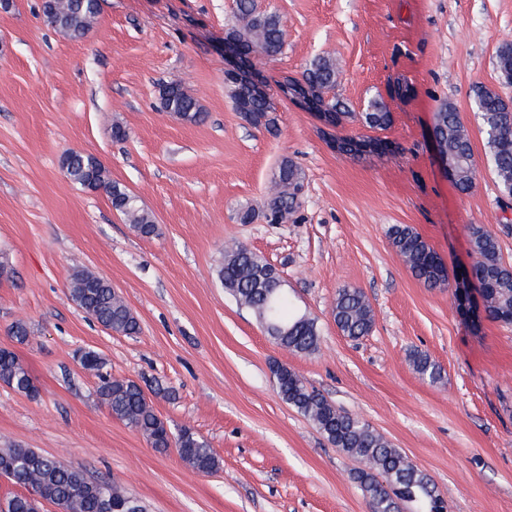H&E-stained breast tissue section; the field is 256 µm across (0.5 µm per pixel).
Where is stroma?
<instances>
[{
    "label": "stroma",
    "instance_id": "35a3bbf8",
    "mask_svg": "<svg viewBox=\"0 0 512 512\" xmlns=\"http://www.w3.org/2000/svg\"><path fill=\"white\" fill-rule=\"evenodd\" d=\"M86 38L48 26L39 0L0 13V348L36 379L37 397L0 383V448H35L137 499L147 512H369L340 453L280 398L270 366L288 365L337 407L371 424L437 485L449 512H512V327L472 322L452 289L413 278L387 231L415 230L449 271L472 262L467 227L483 224L512 265V200L486 159L472 89L501 84L499 47L512 42V0H258L285 31L282 52L255 60L270 87L301 77L314 56L339 69L336 92L359 112L381 97L392 114L378 138L392 154L354 159L334 135L346 122L276 100L279 132L249 125L224 84V30L235 0H100ZM412 99L388 96L395 78ZM180 83L206 111L200 124L163 112V85ZM468 131L478 173L460 193L429 138L441 103ZM127 136L118 140L114 126ZM98 158L141 200L157 236H137L105 193L72 183L60 159ZM305 172L299 212L282 224H242L260 206L282 158ZM242 243L275 265L294 305L317 318V350L278 347L225 293L217 267ZM111 281L137 316L135 336L108 332L70 298L74 269ZM361 289L370 335L337 329L339 288ZM31 336L16 342L10 327ZM94 350L115 377L139 382L171 427L209 442L218 469L198 473L176 449L160 453L99 401L80 355ZM443 378L429 383L411 351ZM172 388L175 399L157 396ZM410 361L415 370L429 382L434 383L441 379V367L427 354L414 351L410 355Z\"/></svg>",
    "mask_w": 512,
    "mask_h": 512
}]
</instances>
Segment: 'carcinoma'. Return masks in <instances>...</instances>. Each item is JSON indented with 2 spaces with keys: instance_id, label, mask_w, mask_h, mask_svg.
<instances>
[{
  "instance_id": "obj_1",
  "label": "carcinoma",
  "mask_w": 512,
  "mask_h": 512,
  "mask_svg": "<svg viewBox=\"0 0 512 512\" xmlns=\"http://www.w3.org/2000/svg\"><path fill=\"white\" fill-rule=\"evenodd\" d=\"M100 14L99 0H55V9L43 13L47 25L63 36L80 41L92 30ZM248 52L259 57L278 54L285 32L279 16L259 12L254 0H237L235 21L224 31ZM496 69L500 78L512 81V43H504L497 52ZM339 72L329 57L317 56L302 73L317 103L336 111L338 120L358 119L369 129H385L392 123L391 112L380 98L371 99L365 111L349 110L345 101L336 97L334 89ZM236 110L250 125L270 133L277 130L278 118L273 102L254 99L233 82L226 83ZM474 108L481 119L487 147V158L504 197L512 199V102L494 89L478 86L473 90ZM160 109L176 118L200 124L205 110L199 101L180 84L160 96ZM437 138L456 162L452 181L458 191L468 193L476 184L477 163L467 130L456 108L445 102L433 113ZM67 178L86 190L97 188L108 197L112 208L123 216L143 238L158 233L153 215L138 197L112 181L109 170L94 156L67 152L61 159ZM280 189L269 196L258 209L247 207L238 212L242 224L262 219L279 224L295 215L301 206L305 173L293 160L283 158L274 171ZM473 262L471 278L485 288L482 313L490 320L512 325V266L500 257L496 237L482 224L468 227ZM391 246L402 258L412 276L428 288L448 287L450 276L443 259L411 226L395 224L388 230ZM217 275L239 304L252 311L256 320L274 343L296 353L310 354L318 349L320 330L316 319L295 312L281 275L269 262L245 246L224 249ZM72 301L106 329L134 336L139 333L138 318L112 288L111 282L99 275L78 270L70 276ZM332 315L342 335L358 340L369 335L374 326L371 306L358 288H340ZM415 370L434 383L441 379V367L422 352L410 355ZM80 364L100 378L97 396L111 415L143 435L151 447L165 451L175 447L181 459L200 473H210L219 460L210 444L189 428L172 431L170 425L154 411L136 381L115 378L105 372V359L88 350L81 354ZM281 399L298 413L309 418L323 437L337 450L355 458L359 467L351 473L366 498L370 512H402L407 502L419 504L421 512H447V506L432 479L406 455L391 444L369 423L337 407L318 390L310 387L293 369L279 363L271 367ZM0 382L29 397L39 394V387L17 355L0 349ZM14 466L4 476L26 491L32 489L49 502L67 512H103L101 500L126 502L132 497L108 482L99 487L81 469L66 466L34 448H0V467ZM0 512H33L25 494L14 493L4 500Z\"/></svg>"
}]
</instances>
